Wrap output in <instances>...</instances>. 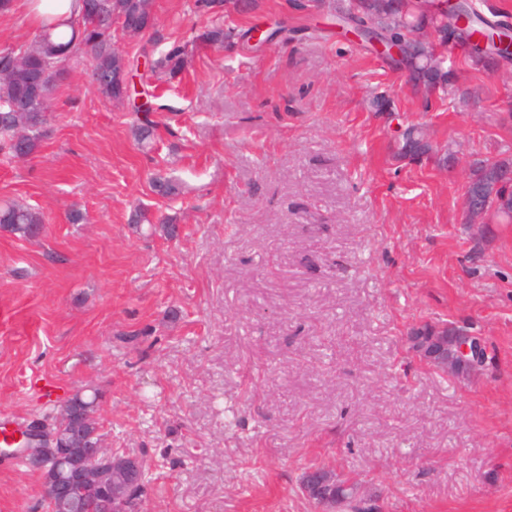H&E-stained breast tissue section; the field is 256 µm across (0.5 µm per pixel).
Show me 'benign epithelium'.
<instances>
[{
	"mask_svg": "<svg viewBox=\"0 0 512 512\" xmlns=\"http://www.w3.org/2000/svg\"><path fill=\"white\" fill-rule=\"evenodd\" d=\"M487 190L466 192L465 209L473 217L506 208V200L489 204ZM480 340L461 333L452 336H433L414 342L419 359L436 370L452 376L460 367L480 366L477 344ZM23 450L31 466L42 473L46 495L54 509L61 512H129L139 510L142 495L126 490L127 479L145 470L138 457L110 451L104 438L80 448H69L57 443L55 434L39 427L20 430ZM329 480L321 472L304 485L307 496L320 503L323 512L328 507Z\"/></svg>",
	"mask_w": 512,
	"mask_h": 512,
	"instance_id": "1",
	"label": "benign epithelium"
}]
</instances>
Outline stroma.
<instances>
[{
	"label": "stroma",
	"instance_id": "1",
	"mask_svg": "<svg viewBox=\"0 0 512 512\" xmlns=\"http://www.w3.org/2000/svg\"><path fill=\"white\" fill-rule=\"evenodd\" d=\"M153 12L119 48L187 56L143 74L150 145L84 58L38 152L0 154V201L45 216L38 238L0 231V419L99 389L107 447L150 468L142 512H318L313 465L378 512H512V224L464 209L473 161L512 163V69L447 47L455 84L425 100L314 0ZM216 25L221 48L200 39ZM412 126L431 149L399 156ZM424 325L480 338L481 367L424 364L405 342ZM0 512H49L40 472L2 453ZM185 55V46L175 43L163 57L159 58L155 62H149L151 71L157 73L159 78L165 76L167 79L172 80L183 69Z\"/></svg>",
	"mask_w": 512,
	"mask_h": 512
}]
</instances>
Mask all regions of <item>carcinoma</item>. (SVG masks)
I'll return each instance as SVG.
<instances>
[{
  "instance_id": "cac0c4a2",
  "label": "carcinoma",
  "mask_w": 512,
  "mask_h": 512,
  "mask_svg": "<svg viewBox=\"0 0 512 512\" xmlns=\"http://www.w3.org/2000/svg\"><path fill=\"white\" fill-rule=\"evenodd\" d=\"M336 18L354 24L353 30L370 42L373 39L405 43V62L411 74L413 89L424 98L453 85V72L444 67L443 57L435 54L436 45L452 42L470 47L477 34L492 39L502 24L482 16L472 0H461L454 11L442 7L441 0H331ZM154 25L153 0H82L81 13L70 20L48 21L40 26L34 40L27 45L0 52V68L9 75L0 79V152L25 159L37 153L48 134L51 99L63 79L62 62L88 56L92 62L91 77L98 93L114 101L130 98L125 76H134L138 61L120 55L114 46L118 31L134 28L142 32ZM185 46L175 43L151 70L160 77L174 79L185 63ZM466 58L487 70L512 66L505 56L488 45L481 53L467 52ZM152 112L143 104L144 121L136 128V137L144 142L151 139L154 124L147 117ZM429 151V145L414 127L402 135L400 153L419 156ZM44 229L43 215L27 206L13 202L0 204V231L19 238H33ZM99 390L88 397L75 395L67 405H61L49 415L52 428L76 445L75 431L99 429L95 418L79 424L76 409L94 413ZM331 495L341 512H363L350 487L341 483L331 489Z\"/></svg>"
}]
</instances>
